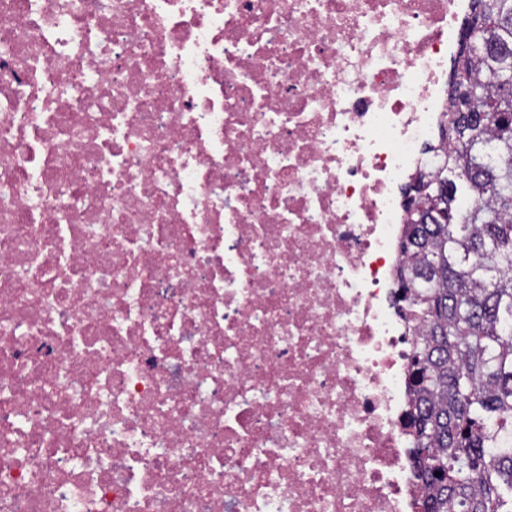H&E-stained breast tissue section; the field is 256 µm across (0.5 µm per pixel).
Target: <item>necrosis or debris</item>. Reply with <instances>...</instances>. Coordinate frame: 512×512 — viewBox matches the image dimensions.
I'll return each instance as SVG.
<instances>
[{
  "mask_svg": "<svg viewBox=\"0 0 512 512\" xmlns=\"http://www.w3.org/2000/svg\"><path fill=\"white\" fill-rule=\"evenodd\" d=\"M471 0H0V512H418L397 272Z\"/></svg>",
  "mask_w": 512,
  "mask_h": 512,
  "instance_id": "obj_1",
  "label": "necrosis or debris"
}]
</instances>
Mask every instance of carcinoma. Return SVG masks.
<instances>
[{"mask_svg": "<svg viewBox=\"0 0 512 512\" xmlns=\"http://www.w3.org/2000/svg\"><path fill=\"white\" fill-rule=\"evenodd\" d=\"M471 10L486 24L453 68L473 93L466 112L450 98L448 150L428 177L446 192L401 244L399 284L423 336L410 415L428 492L420 512H512V447H497L512 432V0Z\"/></svg>", "mask_w": 512, "mask_h": 512, "instance_id": "obj_1", "label": "carcinoma"}]
</instances>
